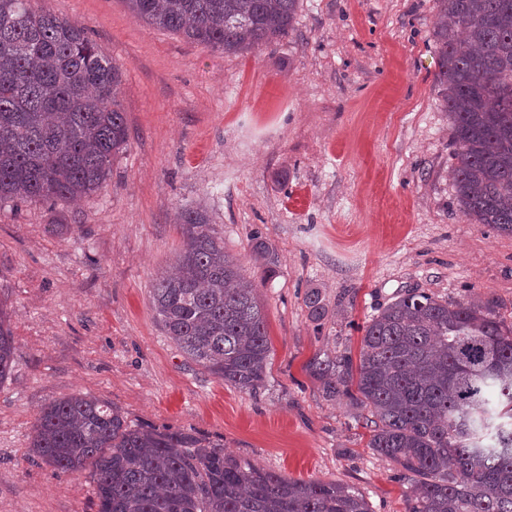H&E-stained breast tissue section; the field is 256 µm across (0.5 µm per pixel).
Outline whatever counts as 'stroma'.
<instances>
[{"mask_svg":"<svg viewBox=\"0 0 512 512\" xmlns=\"http://www.w3.org/2000/svg\"><path fill=\"white\" fill-rule=\"evenodd\" d=\"M32 5L84 27L120 67L129 146L82 200L0 208V308L16 345L0 383V512H98L89 472L29 452L40 410L79 392L132 425L189 431L282 476L354 486L373 512H406L362 410L324 398L304 365L358 351L370 316L410 291L490 299L512 323V234L474 223L448 178L434 0H300L287 38L237 55L147 25L125 0ZM198 206L264 306L273 355L254 393L188 359L152 307L182 247L178 216Z\"/></svg>","mask_w":512,"mask_h":512,"instance_id":"stroma-1","label":"stroma"}]
</instances>
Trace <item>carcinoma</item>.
<instances>
[{"mask_svg": "<svg viewBox=\"0 0 512 512\" xmlns=\"http://www.w3.org/2000/svg\"><path fill=\"white\" fill-rule=\"evenodd\" d=\"M139 20L223 54L295 29L299 0H126ZM435 84L448 112V175L476 224L512 233V0H434ZM122 73L84 28L29 0H0V204L98 191L128 146ZM177 273L152 288L157 322L193 362L252 393L273 354L253 281L206 213L180 215ZM15 344L0 309V382ZM306 370L367 411V447L410 489L406 512H512V327L493 301L406 293L363 326L360 355L315 353ZM30 451L90 469L98 512H372L356 489L287 478L191 432L129 425L79 394L42 410Z\"/></svg>", "mask_w": 512, "mask_h": 512, "instance_id": "cac0c4a2", "label": "carcinoma"}]
</instances>
